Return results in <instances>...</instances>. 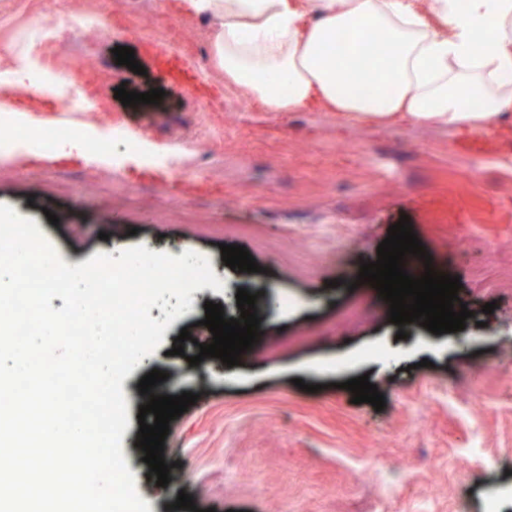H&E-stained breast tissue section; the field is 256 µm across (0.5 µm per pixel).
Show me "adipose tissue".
<instances>
[{
	"label": "adipose tissue",
	"instance_id": "adipose-tissue-1",
	"mask_svg": "<svg viewBox=\"0 0 512 512\" xmlns=\"http://www.w3.org/2000/svg\"><path fill=\"white\" fill-rule=\"evenodd\" d=\"M211 20L216 83L264 112H322L363 126L500 128L512 116V0H175ZM379 31L385 92L331 47Z\"/></svg>",
	"mask_w": 512,
	"mask_h": 512
}]
</instances>
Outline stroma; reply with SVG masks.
Segmentation results:
<instances>
[{
  "label": "stroma",
  "instance_id": "1",
  "mask_svg": "<svg viewBox=\"0 0 512 512\" xmlns=\"http://www.w3.org/2000/svg\"><path fill=\"white\" fill-rule=\"evenodd\" d=\"M72 7L57 0L47 15L28 0H0V42L50 19L63 25ZM138 21L155 34L121 36ZM110 22L112 37L69 46L89 63L82 95L106 101V111L67 121L53 95L9 100L30 116L32 151L0 159V204L33 219L68 265L142 244L195 252L224 284L194 291L161 346L122 383V452L150 512H166L182 492L199 512H453L457 502L487 512L491 496L500 512H512V274L497 256L512 251V120L471 132L242 111L198 73L208 63V22L187 21L156 0H122ZM124 45L144 74L117 64L113 50ZM101 68L112 75L108 84ZM121 86L164 96L156 107L126 106L115 97ZM65 124L75 138L91 131L114 141L89 159L40 145L41 131ZM127 138L139 153H125ZM169 155L179 167L158 180ZM403 215L433 262L458 277L472 312L463 330L436 335L412 325L401 339L373 305L362 320L337 324L342 283L377 260ZM108 224L120 234L100 239ZM242 224L287 242L306 273L250 241L259 272L226 266L224 230ZM323 229L335 239L328 255L315 238ZM264 284L274 305L255 355L233 367L218 358L189 365L200 352L196 338L208 333L205 302L231 314L238 289ZM490 302L493 313H484ZM185 327L192 339L183 355L172 354ZM154 369L169 375L166 394L198 396L172 422L163 456L179 467L164 487L136 445L138 383ZM363 375L382 393L383 410L353 403L343 389Z\"/></svg>",
  "mask_w": 512,
  "mask_h": 512
}]
</instances>
